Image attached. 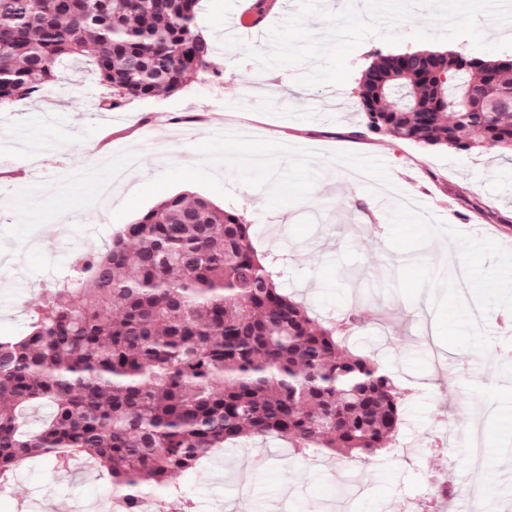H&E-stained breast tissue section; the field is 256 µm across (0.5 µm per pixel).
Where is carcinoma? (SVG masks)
Returning a JSON list of instances; mask_svg holds the SVG:
<instances>
[{
	"label": "carcinoma",
	"mask_w": 512,
	"mask_h": 512,
	"mask_svg": "<svg viewBox=\"0 0 512 512\" xmlns=\"http://www.w3.org/2000/svg\"><path fill=\"white\" fill-rule=\"evenodd\" d=\"M199 0H0V105L32 98L85 61L106 111L220 75ZM446 80L436 90L431 74ZM358 107L371 132L423 147L512 154V60L454 51L380 55ZM275 283L238 213L174 195L87 253L42 293L27 334L0 340V485L28 458L86 453L123 494L175 486L212 448L277 437L369 459L402 421L398 387L342 347ZM46 405L41 426L27 410Z\"/></svg>",
	"instance_id": "carcinoma-1"
}]
</instances>
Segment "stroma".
<instances>
[{"label":"stroma","mask_w":512,"mask_h":512,"mask_svg":"<svg viewBox=\"0 0 512 512\" xmlns=\"http://www.w3.org/2000/svg\"><path fill=\"white\" fill-rule=\"evenodd\" d=\"M252 0H201L198 29L216 45L220 77L190 76L109 113L85 64L67 68L42 96L0 110V339L25 333L46 282L66 279L89 246L165 197L206 196L250 224L253 244L285 290L320 319L358 310L349 338L405 390L400 449L366 462L298 455L275 438H246L208 454L178 490L155 487L166 512H472L467 435L482 427L488 455L480 494L512 512V161L489 150L422 148L365 130L355 109L363 70L376 53L456 50L482 60L471 40L415 41L430 12H412L397 45L367 38L340 87H302L297 68L260 70L247 47L269 49L270 29L297 9L278 0L254 31L228 32ZM248 135L219 140L224 122ZM127 166L105 200L88 185H53L62 166L104 158ZM425 197L424 217L404 208ZM396 281L375 287L381 268ZM466 269L470 297L449 280ZM493 413H486L484 403ZM456 495L432 499V483ZM115 491L93 460L57 469L26 461L0 490V512H113Z\"/></svg>","instance_id":"obj_1"}]
</instances>
